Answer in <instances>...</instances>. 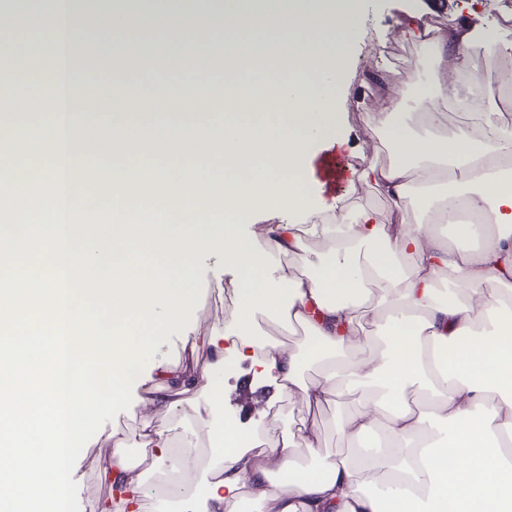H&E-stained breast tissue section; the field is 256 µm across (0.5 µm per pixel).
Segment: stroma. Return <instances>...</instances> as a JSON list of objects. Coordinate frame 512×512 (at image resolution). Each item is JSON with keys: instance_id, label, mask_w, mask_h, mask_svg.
<instances>
[{"instance_id": "stroma-1", "label": "stroma", "mask_w": 512, "mask_h": 512, "mask_svg": "<svg viewBox=\"0 0 512 512\" xmlns=\"http://www.w3.org/2000/svg\"><path fill=\"white\" fill-rule=\"evenodd\" d=\"M358 9L366 17L364 26L354 35L342 65L350 79L349 89L336 94V110L328 122V135L338 137L347 165L336 181L335 191H327L315 183L312 192L318 201L329 203L335 197H346L347 217H354L359 208H370L380 218H387L390 205L375 189L354 185L353 173L371 160L386 161L388 153L380 148L370 128L375 125L383 97L393 96L399 104L405 122L416 132H424L421 120L422 102L414 94L419 84L431 81V70L425 64L426 49L421 42L404 36V24L409 16L417 15L425 27L446 25L448 20L481 24L499 15L512 16V0H357ZM92 80L84 91L96 96L99 82L121 87L125 94L147 98L153 78L147 74L127 75L125 69L113 68L91 61ZM230 277L222 258L204 251L197 258L196 283L202 292L198 301V321L201 326L224 323L235 309L236 300L225 289ZM224 387V405L211 409L204 395H195L191 405L202 411V418H193L185 410L159 416L155 425L164 431L172 444L184 451L202 447L213 424L224 419L236 420L247 429H260L278 424L292 430L300 416L287 398L281 397L275 384L254 377L248 364L219 374ZM351 397L340 403L324 404L310 412L316 427L313 441L296 438L295 453L307 464L317 465L325 457L346 455L350 445L336 430V419L342 407L350 405ZM127 449L132 460L139 462L145 478L144 512H180V503L160 494L156 478L173 465L172 456H157L146 448L138 405H131L111 421L106 422L84 446L74 468L73 479L79 485L80 512H89L90 504L110 495L108 483L100 473L108 463L113 449Z\"/></svg>"}]
</instances>
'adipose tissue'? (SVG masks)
<instances>
[{
    "instance_id": "ef3b65f1",
    "label": "adipose tissue",
    "mask_w": 512,
    "mask_h": 512,
    "mask_svg": "<svg viewBox=\"0 0 512 512\" xmlns=\"http://www.w3.org/2000/svg\"><path fill=\"white\" fill-rule=\"evenodd\" d=\"M113 27L147 30L165 40L169 29L210 33L192 60L175 53L157 65L153 47L140 48L138 70L154 76L147 104H114L111 89L98 101L106 109L104 133L78 137L82 115L66 111L81 95L89 72L84 57L124 56L123 43L86 39L85 15L73 0H37L25 16L0 9V34L24 20L36 38L5 45L9 67L0 70V105L19 94L56 99V111L26 124H0V143L19 147L38 161L49 190L48 206L64 202L73 216L65 248L92 251L96 264L130 256L158 260L170 278L192 289L201 249L219 253L233 272L227 286L238 300L228 322L205 334L204 365L171 362L157 353L155 377L141 382L142 404L169 412L193 392L210 408L224 403L214 372L249 363L273 381L280 395L294 396L303 410L353 392L358 403L339 412V434L360 449L359 463L333 459L304 466L294 436L315 428L299 419L296 432L272 425L248 430L224 424V452L208 466L211 478L203 512H239L254 500L263 512H512V128L489 112L478 118L491 134L466 126L452 135L421 137L399 121L385 100L381 130L388 164L369 163L358 180L392 203L388 220L357 211L353 223L328 220L311 193V143L322 137L336 109V93L348 84L340 64L352 34L363 24L348 0H94ZM55 20L45 29V20ZM434 66L455 59L469 75L466 87L442 81L419 89L424 118L440 129L448 103L460 92L481 97L483 78L469 51L492 48L499 35L489 26L424 29ZM234 52L233 70L213 83L214 45ZM45 69L32 71L35 59ZM276 70V80L256 91L249 109L239 105L251 77ZM224 108L220 132H198L201 105ZM276 122L258 128L260 116ZM110 164L114 203L147 200L152 213L112 214L81 203L96 161ZM462 186L440 193V182ZM487 215L488 223L455 222L458 240L477 239L467 250L445 243L420 216L449 208ZM179 212L176 220L164 219ZM257 213L279 216L265 234L245 235L241 223ZM328 245L320 267L293 274L272 267L275 254ZM458 275L464 293L439 297L442 273ZM383 309L374 336L378 352L353 355L363 315ZM302 329L301 348L260 333L257 313ZM320 379H302L304 365ZM380 473L379 492L358 488L361 469ZM103 476L117 489L93 512H126L127 494L142 490L143 477L125 449L112 451Z\"/></svg>"
}]
</instances>
